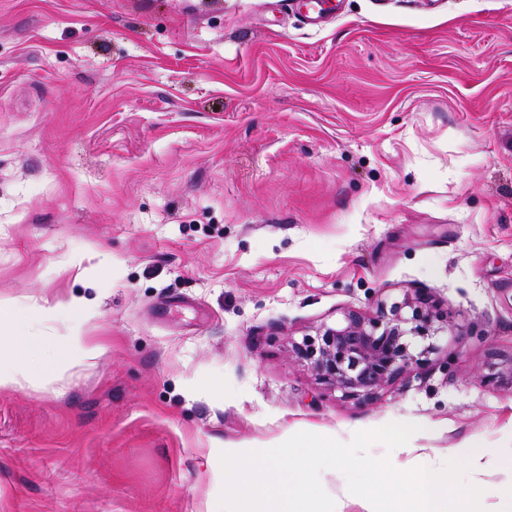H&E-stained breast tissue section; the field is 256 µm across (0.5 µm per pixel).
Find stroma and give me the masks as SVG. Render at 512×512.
<instances>
[{"label": "stroma", "instance_id": "obj_1", "mask_svg": "<svg viewBox=\"0 0 512 512\" xmlns=\"http://www.w3.org/2000/svg\"><path fill=\"white\" fill-rule=\"evenodd\" d=\"M0 0V333L56 364L0 391V512H207L223 448L285 426L400 460L472 443L512 486V0ZM423 292L436 364L360 405L292 344ZM73 296L75 317L29 324ZM99 347L60 360L66 336ZM508 381L512 387V357L501 363H493L488 368V373L481 376V382L487 386H499Z\"/></svg>", "mask_w": 512, "mask_h": 512}]
</instances>
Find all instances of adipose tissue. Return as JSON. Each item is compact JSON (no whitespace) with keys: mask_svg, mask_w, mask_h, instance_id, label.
<instances>
[{"mask_svg":"<svg viewBox=\"0 0 512 512\" xmlns=\"http://www.w3.org/2000/svg\"><path fill=\"white\" fill-rule=\"evenodd\" d=\"M45 349L43 337L29 335L24 330L13 331L6 353H0V391L45 378L48 370L41 361Z\"/></svg>","mask_w":512,"mask_h":512,"instance_id":"adipose-tissue-1","label":"adipose tissue"}]
</instances>
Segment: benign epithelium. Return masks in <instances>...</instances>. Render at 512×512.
Wrapping results in <instances>:
<instances>
[{
    "instance_id": "benign-epithelium-1",
    "label": "benign epithelium",
    "mask_w": 512,
    "mask_h": 512,
    "mask_svg": "<svg viewBox=\"0 0 512 512\" xmlns=\"http://www.w3.org/2000/svg\"><path fill=\"white\" fill-rule=\"evenodd\" d=\"M450 323L429 298L406 295L373 315L349 310L341 321L324 323L294 343L292 352L327 389L369 404L397 380L432 365L439 353L436 339ZM505 381L512 384V358L491 364L481 376L487 386Z\"/></svg>"
}]
</instances>
